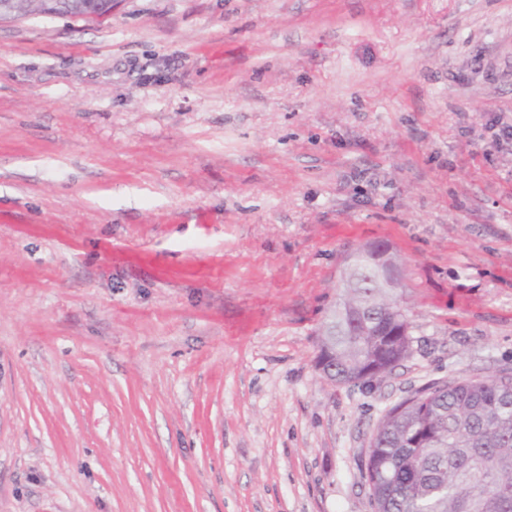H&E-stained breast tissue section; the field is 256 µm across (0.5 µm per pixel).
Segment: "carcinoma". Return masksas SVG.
<instances>
[{"instance_id": "obj_1", "label": "carcinoma", "mask_w": 512, "mask_h": 512, "mask_svg": "<svg viewBox=\"0 0 512 512\" xmlns=\"http://www.w3.org/2000/svg\"><path fill=\"white\" fill-rule=\"evenodd\" d=\"M9 2L14 16L44 13L46 0ZM108 0H62L58 15L99 18ZM385 271L358 248L322 325L331 365L354 382L373 361L388 372L410 353L409 320L387 297ZM512 376L433 385L390 408L371 438L364 468L372 512H512Z\"/></svg>"}]
</instances>
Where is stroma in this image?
I'll return each instance as SVG.
<instances>
[{
  "label": "stroma",
  "instance_id": "1",
  "mask_svg": "<svg viewBox=\"0 0 512 512\" xmlns=\"http://www.w3.org/2000/svg\"><path fill=\"white\" fill-rule=\"evenodd\" d=\"M512 0L0 22V512H372L384 412L512 375ZM387 243L410 356L315 367Z\"/></svg>",
  "mask_w": 512,
  "mask_h": 512
}]
</instances>
